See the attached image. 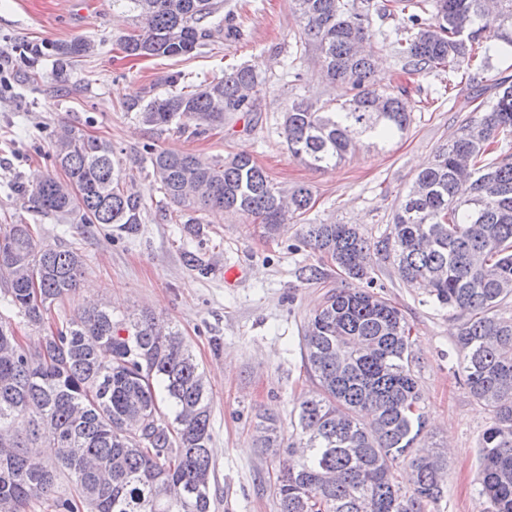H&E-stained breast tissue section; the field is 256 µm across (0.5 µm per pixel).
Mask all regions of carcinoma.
<instances>
[{
  "instance_id": "carcinoma-1",
  "label": "carcinoma",
  "mask_w": 512,
  "mask_h": 512,
  "mask_svg": "<svg viewBox=\"0 0 512 512\" xmlns=\"http://www.w3.org/2000/svg\"><path fill=\"white\" fill-rule=\"evenodd\" d=\"M301 32L294 56L312 52L325 78L349 87L343 102L296 98L281 135L292 156L327 169L359 145L385 147L409 128L403 93L381 91L374 61L359 44L373 35L370 6L358 0H291ZM387 0L383 17L400 25L380 31L382 43L408 71L472 63L484 70L495 55L512 54V0ZM220 0H112L132 14L138 33L121 40L129 57L189 58L239 35ZM73 40L26 44L30 65L54 57V76L93 53ZM180 90L147 104L135 100L151 130L176 124L205 134L224 125L226 112H251L261 84L246 66L198 86L181 71ZM512 76L496 83L486 109L461 121L393 209L388 231L370 241L354 224H303L299 242L330 258L358 288L329 291L303 327L300 350L318 392L299 403L296 435L304 449L296 467L278 477L279 512H426L441 496L438 456L411 460L412 487L395 480L425 427L422 394L402 312L373 291L376 257L427 301L460 312L455 338L464 385L492 414L482 433L479 497L483 512H512ZM65 174L32 186L18 184L27 209L74 224H119L134 236L145 207L127 181L112 144L70 126L51 139ZM168 217L200 224V214L226 210L253 218L278 236L288 220L315 204L299 186L286 194L252 159L205 160L190 152L146 145ZM85 259L60 242L34 243L29 225L0 235L3 300L29 325L43 323L51 305L77 290ZM210 388L182 333L151 315L116 317L112 305L92 302L29 347L0 313V512H210L212 460ZM257 443L282 444L277 419L259 415ZM57 449L46 463L40 444ZM65 475L69 491L58 492Z\"/></svg>"
}]
</instances>
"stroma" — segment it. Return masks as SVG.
<instances>
[{"label": "stroma", "instance_id": "obj_1", "mask_svg": "<svg viewBox=\"0 0 512 512\" xmlns=\"http://www.w3.org/2000/svg\"><path fill=\"white\" fill-rule=\"evenodd\" d=\"M224 10L234 15L238 39L187 61L134 59L124 56L119 40L136 23L113 15L112 0H0V231L29 224L35 241L74 242L83 252L81 285L52 305L51 324L73 316L87 298L99 297L111 302L115 315L147 312L182 332L212 388L211 512H278L276 481L294 462L287 447L296 440L298 401L318 389L300 354L302 328L327 291L353 287V280L318 252L298 246L294 223L270 239L260 225L230 212L205 214L199 225L166 220L160 184L148 167L132 171L146 206L134 236L115 224L88 228L28 211L15 183L40 173L58 176L50 133L67 123L110 140L127 155L146 143L206 158L249 155L275 186L311 189L316 204L307 223L354 224L373 239L388 227L394 205L436 149L452 139L479 102L490 100L496 79L512 75V58L499 57L491 70L475 71L455 86L442 70L409 74L379 37L394 28L395 18H373V82L380 90L406 88L410 126L386 148L363 146L337 166L315 170L294 159L283 143V111L297 97L342 100L345 86L326 80L313 58L289 76L288 56L300 32L289 0H224ZM77 38L90 40L95 50L75 63L68 81L55 80L49 57L38 63V82L30 81L19 53L24 43ZM235 65L255 70L261 85L253 111L226 115L221 129L196 136L174 128L157 135L128 108L132 99L146 103L170 93L174 72L190 73L199 85ZM196 258L212 265V272L199 276ZM228 265L243 272L231 285L224 281ZM312 266L320 267V279H309ZM374 277L381 295L402 310L411 327L427 418L412 453L439 454L446 463L443 495L431 512H482L480 437L491 414L471 396L458 370L454 337L462 319L424 302L391 263L377 262ZM265 412L282 426L283 446L274 452L256 443L257 417Z\"/></svg>", "mask_w": 512, "mask_h": 512}]
</instances>
